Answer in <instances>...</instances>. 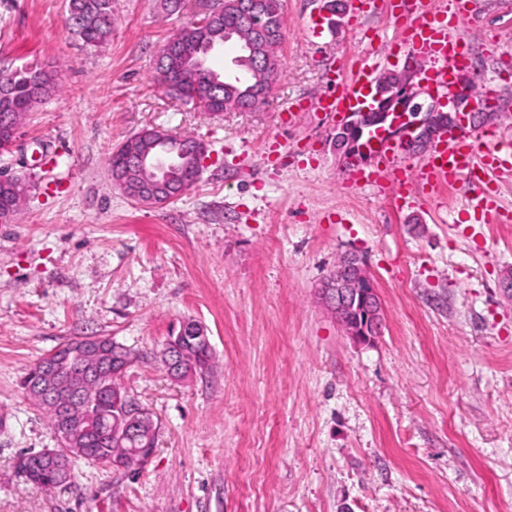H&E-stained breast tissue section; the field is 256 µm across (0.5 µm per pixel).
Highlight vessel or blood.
Segmentation results:
<instances>
[{
    "label": "vessel or blood",
    "instance_id": "1",
    "mask_svg": "<svg viewBox=\"0 0 512 512\" xmlns=\"http://www.w3.org/2000/svg\"><path fill=\"white\" fill-rule=\"evenodd\" d=\"M390 14L401 36L407 57L418 65L427 86L454 96L468 67V58L458 28L461 17L448 16L434 8L431 0H416L405 8L402 0H392ZM377 69L365 65L351 76L342 78L333 90L313 104L315 111L345 121L349 112L362 105L369 86L376 84ZM372 161L371 169L360 166L361 158ZM512 160V138H490L487 127L471 126L467 134L439 133L426 156L407 164L399 147L377 128H370L361 141L356 157L348 159L345 172L352 183H373L385 187L394 183L397 195L407 204H415L414 187L436 189L460 179L482 181L486 188L479 206L484 222H498L500 213L492 198V182Z\"/></svg>",
    "mask_w": 512,
    "mask_h": 512
}]
</instances>
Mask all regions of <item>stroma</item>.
Segmentation results:
<instances>
[{"label":"stroma","instance_id":"stroma-1","mask_svg":"<svg viewBox=\"0 0 512 512\" xmlns=\"http://www.w3.org/2000/svg\"><path fill=\"white\" fill-rule=\"evenodd\" d=\"M212 0H112L110 41L88 47L69 0H0V71L54 72L0 171L30 191L0 224V512H512V221L482 224L460 180L407 208L343 184L337 122L314 111L330 70L387 41L385 74L439 99L402 55L387 0L359 18L283 0L282 76L261 108L217 116L153 81L163 42ZM468 79L512 135V0H472ZM204 140L198 184L161 207L127 198L107 156L145 128ZM362 256L381 332L354 343L319 288ZM215 363L172 379L159 354L185 322ZM79 336L133 353L122 383L159 423L149 462L78 464L44 490L16 470L56 447L20 380Z\"/></svg>","mask_w":512,"mask_h":512}]
</instances>
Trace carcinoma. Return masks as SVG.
Wrapping results in <instances>:
<instances>
[{
    "label": "carcinoma",
    "mask_w": 512,
    "mask_h": 512,
    "mask_svg": "<svg viewBox=\"0 0 512 512\" xmlns=\"http://www.w3.org/2000/svg\"><path fill=\"white\" fill-rule=\"evenodd\" d=\"M249 0H239V5H228L205 27L197 28L190 24L183 27L172 38H177L182 51L168 61L171 71L179 75L186 90L180 91L176 99L186 106L198 107V102L208 104V110L215 113L228 111H249L266 103L267 94L279 80L282 63L272 69L256 72L247 54L238 57V67L247 71L249 80L236 83L208 66L210 44L224 45L227 38H235L238 32L250 30L260 24L269 31L270 48L278 55V47L284 37L285 19L282 0H261V9L254 16H248ZM67 22L80 39L88 46L98 47L108 42L112 36V0H69ZM57 83L53 72L36 67H25L11 73L0 74V143L7 142L21 125L28 112L55 92ZM142 137L135 134L127 138L110 154L108 165L111 174L124 171L125 161L131 148H140ZM181 357L185 373L208 372L213 366V353L210 345L195 339L181 344ZM121 372H116L112 380L84 379L74 373L66 381L42 378L30 369L22 380L26 395L46 415L51 430L62 423L72 425V432L59 442L56 460L42 456L32 458L43 475L32 479V483L46 489L70 486L74 480L60 479V471L75 472L77 463L89 465L117 463L123 468L143 465L137 449L146 442L156 441L158 422L143 426L142 430L117 440L112 436V407L115 402L131 403L134 398L128 395L121 384ZM49 387L53 396L44 399L37 395L38 388Z\"/></svg>",
    "instance_id": "cac0c4a2"
}]
</instances>
